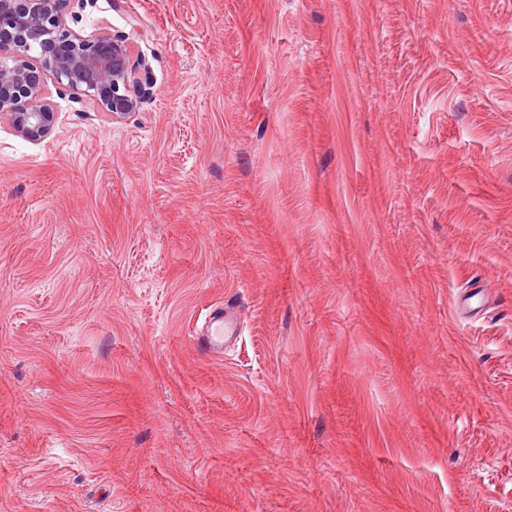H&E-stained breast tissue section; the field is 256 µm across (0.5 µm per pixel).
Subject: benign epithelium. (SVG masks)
<instances>
[{
  "instance_id": "7a95c632",
  "label": "benign epithelium",
  "mask_w": 512,
  "mask_h": 512,
  "mask_svg": "<svg viewBox=\"0 0 512 512\" xmlns=\"http://www.w3.org/2000/svg\"><path fill=\"white\" fill-rule=\"evenodd\" d=\"M72 0H0V113L25 139L47 137L57 112L46 80L93 101L109 119L135 112L149 91L134 35L71 30Z\"/></svg>"
}]
</instances>
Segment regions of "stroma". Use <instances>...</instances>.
<instances>
[{
	"instance_id": "stroma-1",
	"label": "stroma",
	"mask_w": 512,
	"mask_h": 512,
	"mask_svg": "<svg viewBox=\"0 0 512 512\" xmlns=\"http://www.w3.org/2000/svg\"><path fill=\"white\" fill-rule=\"evenodd\" d=\"M67 24L150 93L0 118V512H512V0ZM205 331L192 336L193 344L202 353L221 355L224 347L232 345L239 336L235 307L228 302L213 308L205 319Z\"/></svg>"
}]
</instances>
